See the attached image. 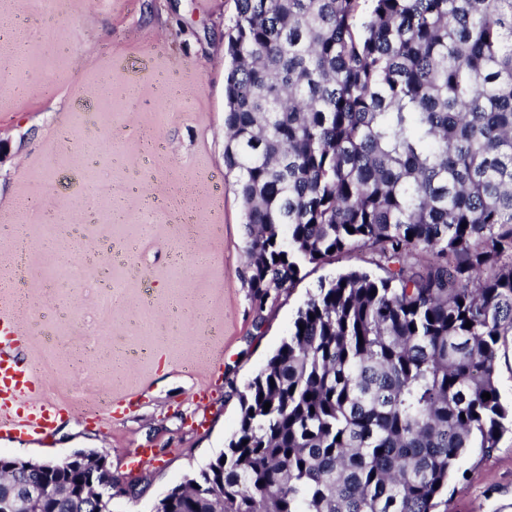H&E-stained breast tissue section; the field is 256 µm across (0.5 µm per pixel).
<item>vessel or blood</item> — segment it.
I'll return each mask as SVG.
<instances>
[{"label":"vessel or blood","instance_id":"vessel-or-blood-1","mask_svg":"<svg viewBox=\"0 0 512 512\" xmlns=\"http://www.w3.org/2000/svg\"><path fill=\"white\" fill-rule=\"evenodd\" d=\"M26 331L12 304L0 303V438H31L50 428L57 404L45 395V378L32 362L18 358L16 349Z\"/></svg>","mask_w":512,"mask_h":512}]
</instances>
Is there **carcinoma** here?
I'll list each match as a JSON object with an SVG mask.
<instances>
[{"mask_svg": "<svg viewBox=\"0 0 512 512\" xmlns=\"http://www.w3.org/2000/svg\"><path fill=\"white\" fill-rule=\"evenodd\" d=\"M236 2L224 164L257 310L334 255L385 276L319 282L227 448L154 512H435L512 422V0ZM77 471L20 466L0 498L82 512ZM499 389L503 400L512 403V349L502 348L496 361Z\"/></svg>", "mask_w": 512, "mask_h": 512, "instance_id": "obj_1", "label": "carcinoma"}]
</instances>
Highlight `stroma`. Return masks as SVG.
<instances>
[{
  "instance_id": "35a3bbf8",
  "label": "stroma",
  "mask_w": 512,
  "mask_h": 512,
  "mask_svg": "<svg viewBox=\"0 0 512 512\" xmlns=\"http://www.w3.org/2000/svg\"><path fill=\"white\" fill-rule=\"evenodd\" d=\"M236 16V0H60L52 17L0 0V298L62 408L38 440L0 439V456L106 453L111 512H153L226 448L239 392L319 281L383 273L374 252L336 256L253 303L224 166ZM141 448L152 462L131 467ZM436 512H512L511 434L471 451Z\"/></svg>"
}]
</instances>
